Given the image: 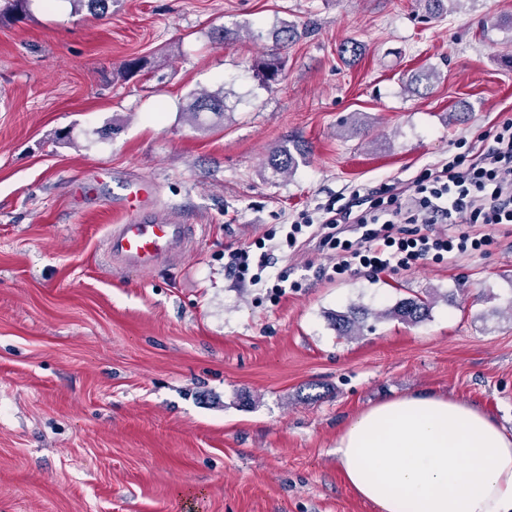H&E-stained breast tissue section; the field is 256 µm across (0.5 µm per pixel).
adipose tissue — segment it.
<instances>
[{
  "label": "adipose tissue",
  "instance_id": "adipose-tissue-1",
  "mask_svg": "<svg viewBox=\"0 0 512 512\" xmlns=\"http://www.w3.org/2000/svg\"><path fill=\"white\" fill-rule=\"evenodd\" d=\"M335 455L345 484L375 512H512V437L462 401L381 402L341 431Z\"/></svg>",
  "mask_w": 512,
  "mask_h": 512
}]
</instances>
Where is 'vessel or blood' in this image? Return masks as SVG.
<instances>
[{
    "label": "vessel or blood",
    "mask_w": 512,
    "mask_h": 512,
    "mask_svg": "<svg viewBox=\"0 0 512 512\" xmlns=\"http://www.w3.org/2000/svg\"><path fill=\"white\" fill-rule=\"evenodd\" d=\"M119 201L131 217L114 225L105 239L107 256L115 263L140 272L177 258L188 245L193 227L180 212L165 213L151 206V185L140 181L129 185Z\"/></svg>",
    "instance_id": "vessel-or-blood-1"
}]
</instances>
